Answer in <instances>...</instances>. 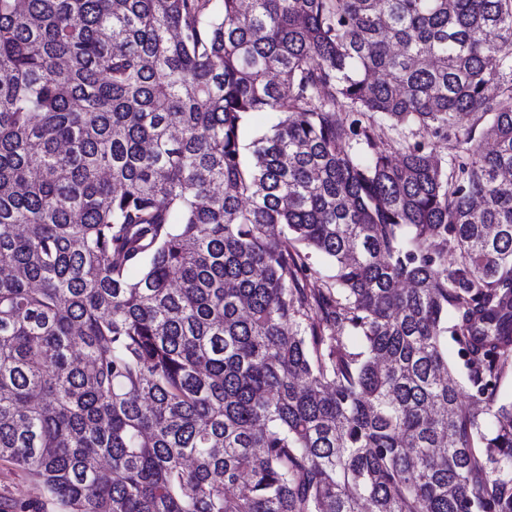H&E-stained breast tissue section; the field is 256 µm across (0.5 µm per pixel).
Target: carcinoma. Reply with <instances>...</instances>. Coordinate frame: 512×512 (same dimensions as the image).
Returning a JSON list of instances; mask_svg holds the SVG:
<instances>
[{
  "mask_svg": "<svg viewBox=\"0 0 512 512\" xmlns=\"http://www.w3.org/2000/svg\"><path fill=\"white\" fill-rule=\"evenodd\" d=\"M509 173L512 0H0V460L60 512H512Z\"/></svg>",
  "mask_w": 512,
  "mask_h": 512,
  "instance_id": "carcinoma-1",
  "label": "carcinoma"
}]
</instances>
